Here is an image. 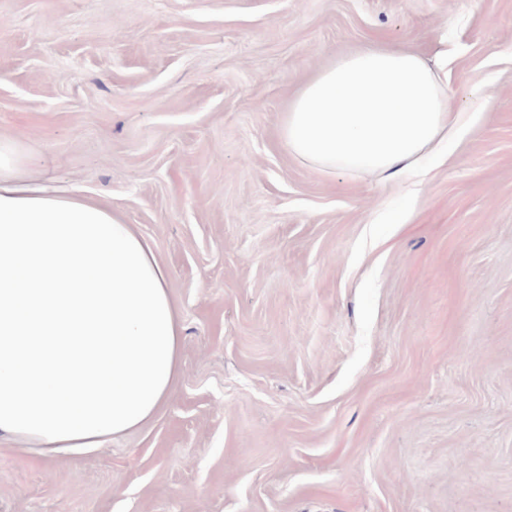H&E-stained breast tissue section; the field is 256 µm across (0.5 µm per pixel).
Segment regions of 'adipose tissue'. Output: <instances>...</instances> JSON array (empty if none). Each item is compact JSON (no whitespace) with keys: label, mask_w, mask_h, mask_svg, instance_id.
<instances>
[{"label":"adipose tissue","mask_w":512,"mask_h":512,"mask_svg":"<svg viewBox=\"0 0 512 512\" xmlns=\"http://www.w3.org/2000/svg\"><path fill=\"white\" fill-rule=\"evenodd\" d=\"M443 66L381 45L341 52L296 92L280 135L323 173L403 185L466 131ZM0 138V440L46 461L103 447L167 402L182 316L153 247L110 206L19 175Z\"/></svg>","instance_id":"ef3b65f1"}]
</instances>
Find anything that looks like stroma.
<instances>
[{
    "label": "stroma",
    "instance_id": "1",
    "mask_svg": "<svg viewBox=\"0 0 512 512\" xmlns=\"http://www.w3.org/2000/svg\"><path fill=\"white\" fill-rule=\"evenodd\" d=\"M375 41L473 117L401 187L279 138ZM0 137L152 242L184 336L140 429L1 441L0 512H512V0H0Z\"/></svg>",
    "mask_w": 512,
    "mask_h": 512
}]
</instances>
